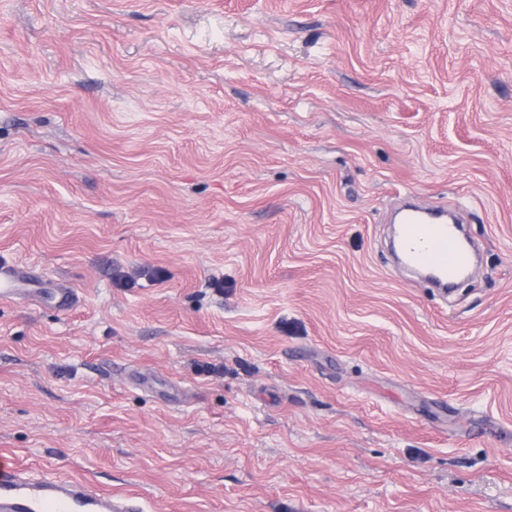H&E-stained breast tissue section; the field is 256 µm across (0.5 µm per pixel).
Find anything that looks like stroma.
Masks as SVG:
<instances>
[{"mask_svg":"<svg viewBox=\"0 0 512 512\" xmlns=\"http://www.w3.org/2000/svg\"><path fill=\"white\" fill-rule=\"evenodd\" d=\"M480 245L441 296L400 197ZM0 452L144 512H512V0H0ZM36 280L34 271L27 266H0V299H11L22 290L33 288H20L33 285Z\"/></svg>","mask_w":512,"mask_h":512,"instance_id":"1","label":"stroma"}]
</instances>
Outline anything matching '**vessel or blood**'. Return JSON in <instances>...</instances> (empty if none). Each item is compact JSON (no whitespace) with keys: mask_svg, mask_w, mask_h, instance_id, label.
Returning <instances> with one entry per match:
<instances>
[{"mask_svg":"<svg viewBox=\"0 0 512 512\" xmlns=\"http://www.w3.org/2000/svg\"><path fill=\"white\" fill-rule=\"evenodd\" d=\"M401 242L408 266L432 273L438 288L453 284L472 263L470 251L462 245L444 209L408 210L402 220ZM35 280L30 267L0 266V299L14 297ZM0 512H141V507L135 497L39 474L0 455Z\"/></svg>","mask_w":512,"mask_h":512,"instance_id":"vessel-or-blood-1","label":"vessel or blood"}]
</instances>
